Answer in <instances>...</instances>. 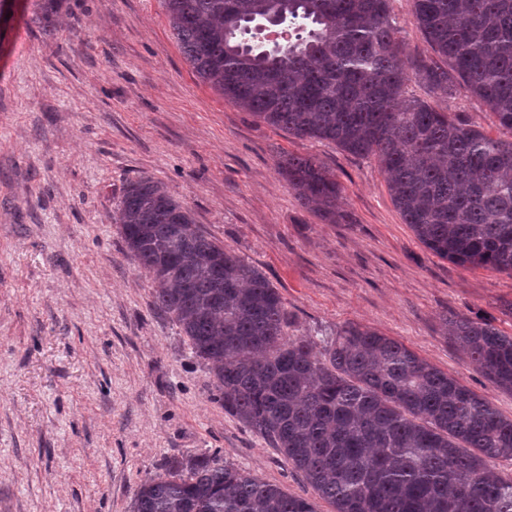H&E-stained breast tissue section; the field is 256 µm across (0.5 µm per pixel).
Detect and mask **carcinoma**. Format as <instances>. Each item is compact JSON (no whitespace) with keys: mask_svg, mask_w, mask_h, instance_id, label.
I'll return each instance as SVG.
<instances>
[{"mask_svg":"<svg viewBox=\"0 0 512 512\" xmlns=\"http://www.w3.org/2000/svg\"><path fill=\"white\" fill-rule=\"evenodd\" d=\"M390 0H164L203 82L299 139L374 155L418 240L456 264L512 272V142L405 96L407 65ZM295 32L256 41L272 15ZM434 57L416 79L461 89L512 131V0H414ZM299 203L341 224L336 175L310 157L278 163ZM116 223L155 286V303L214 377L224 412L277 449L334 512H512V418L398 340L348 324L322 347L290 339L276 288L202 233L151 177L130 181ZM452 337L512 393V336L449 314ZM132 512H316L216 453L170 459Z\"/></svg>","mask_w":512,"mask_h":512,"instance_id":"carcinoma-1","label":"carcinoma"}]
</instances>
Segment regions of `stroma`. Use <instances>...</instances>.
<instances>
[{"label": "stroma", "instance_id": "35a3bbf8", "mask_svg": "<svg viewBox=\"0 0 512 512\" xmlns=\"http://www.w3.org/2000/svg\"><path fill=\"white\" fill-rule=\"evenodd\" d=\"M0 0V512H132L166 462H225L316 512H333L284 457L224 411L213 378L114 222L129 181L149 176L209 237L261 270L289 337L371 326L512 418L498 390L441 332L454 312L512 336V273L463 267L419 242L374 157L255 120L197 78L163 0ZM408 56L432 51L413 0H391ZM410 94L511 140L466 91ZM313 157L342 189L344 224L303 207L280 154Z\"/></svg>", "mask_w": 512, "mask_h": 512}]
</instances>
